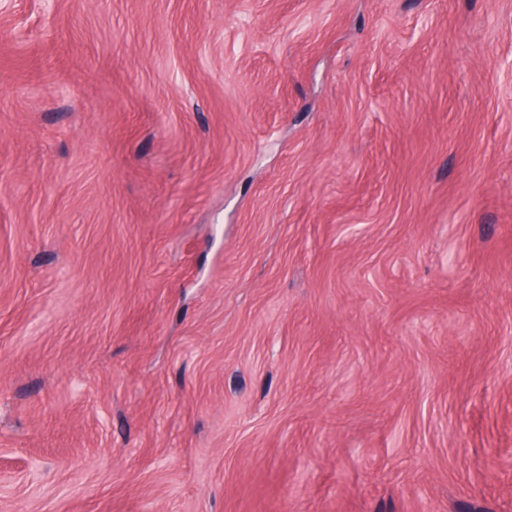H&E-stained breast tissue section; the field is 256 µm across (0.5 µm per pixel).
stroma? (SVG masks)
Masks as SVG:
<instances>
[{
    "mask_svg": "<svg viewBox=\"0 0 512 512\" xmlns=\"http://www.w3.org/2000/svg\"><path fill=\"white\" fill-rule=\"evenodd\" d=\"M0 512H512V0H0Z\"/></svg>",
    "mask_w": 512,
    "mask_h": 512,
    "instance_id": "35a3bbf8",
    "label": "stroma"
}]
</instances>
